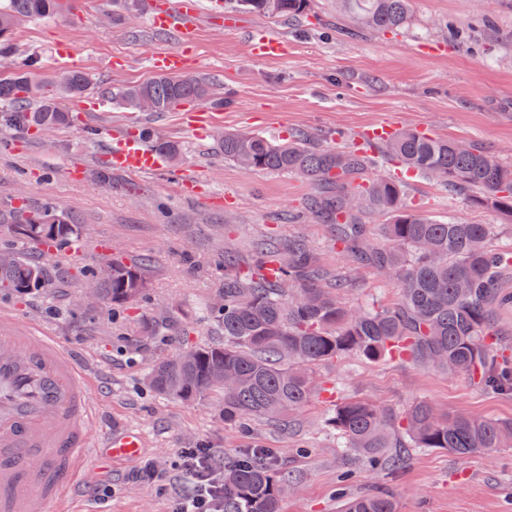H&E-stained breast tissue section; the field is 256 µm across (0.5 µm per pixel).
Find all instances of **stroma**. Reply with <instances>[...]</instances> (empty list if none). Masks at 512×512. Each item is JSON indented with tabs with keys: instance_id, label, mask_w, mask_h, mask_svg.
Listing matches in <instances>:
<instances>
[{
	"instance_id": "stroma-1",
	"label": "stroma",
	"mask_w": 512,
	"mask_h": 512,
	"mask_svg": "<svg viewBox=\"0 0 512 512\" xmlns=\"http://www.w3.org/2000/svg\"><path fill=\"white\" fill-rule=\"evenodd\" d=\"M411 6L413 23L405 30L345 36L336 29V0H314L311 14L294 20L250 13L233 0H200L190 74L213 81L224 107L199 131L190 126L189 113L130 112L101 92L105 83L120 87L151 78V53L178 48L180 30L156 31L144 14L138 28H130L123 0H76V22L37 20L15 30V51L0 57V74L29 57L40 59L45 73L59 74L53 53L66 41L72 68L87 73L92 84L81 98L59 99L73 122L57 136L32 127L0 130V209L48 200L87 232L79 248L51 259L45 288L22 298L0 292V310L90 357L97 438L130 430L143 440L137 454L112 458L75 482L57 512H168L171 499L191 487L176 465L182 449L211 448L227 458L249 447L272 449L296 482L282 512H341L345 496L374 489L392 493L399 512H512V448L466 458L419 451L397 472L375 474L347 461L325 431L331 409L325 397L300 410L291 430L266 420L238 428L225 424L220 395L183 402L145 383L162 356L223 343L208 303L224 285L225 253L243 263L264 240L284 245L301 239L324 271L351 280L347 306L386 307L398 297L393 279L336 248L332 225L296 220L312 193L308 184L224 159L213 148L216 131L285 139L303 130L328 146L349 148L367 127L409 126L482 145L512 162V0H412ZM221 12L235 16L242 30L220 25ZM443 22L463 28L466 40L449 38L439 28ZM246 28L282 38L285 55H253L242 34ZM116 58L124 62L117 70L111 66ZM131 124L180 142L181 158L152 174L116 172L110 184L99 183L95 174L113 133ZM75 164L86 171L77 183L68 175ZM188 175L232 195V202L215 206L184 195L181 180ZM405 186L410 203L434 219L491 224L497 242L512 241V216L449 199L444 185L422 176L407 177ZM103 242L110 254L149 258L150 290L131 308L118 311L101 302L86 314L74 303L88 289L84 271L107 260L98 250ZM144 315L167 316V332L141 339ZM316 376L338 386L341 400L395 410L426 400L451 412L512 418L511 393L398 359L348 356L319 366ZM147 462L155 476L143 472ZM345 471L350 479L342 487L338 479Z\"/></svg>"
}]
</instances>
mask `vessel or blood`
I'll return each mask as SVG.
<instances>
[{
  "label": "vessel or blood",
  "instance_id": "obj_1",
  "mask_svg": "<svg viewBox=\"0 0 512 512\" xmlns=\"http://www.w3.org/2000/svg\"><path fill=\"white\" fill-rule=\"evenodd\" d=\"M197 0H155L149 21L164 30L179 26L182 48L158 52L151 66L179 72L193 44ZM255 54L278 57L285 42L266 33L251 34ZM112 169L131 175L154 172L162 157L132 127L112 138L104 158ZM90 377L78 356L53 336L24 326L0 312V512H55L70 484L89 462V450L103 455L131 454L142 446L133 432L96 442L90 422Z\"/></svg>",
  "mask_w": 512,
  "mask_h": 512
}]
</instances>
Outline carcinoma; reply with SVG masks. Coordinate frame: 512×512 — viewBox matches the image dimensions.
<instances>
[{"label":"carcinoma","instance_id":"obj_1","mask_svg":"<svg viewBox=\"0 0 512 512\" xmlns=\"http://www.w3.org/2000/svg\"><path fill=\"white\" fill-rule=\"evenodd\" d=\"M411 0H336L342 26L387 32L412 22ZM239 8L274 17L300 16L311 0H237ZM74 8V0H7L0 5V55L12 35L30 19H51ZM37 59L0 78V129L29 125L52 135L70 125L59 97H78L88 76L70 70L44 90L33 83ZM112 103L138 112L149 100L154 112H171L190 102L224 108V98L204 79L153 76L136 85L112 89ZM158 152L174 159L182 145L141 130ZM217 152L255 171L294 176L315 194L307 211L316 221L335 225L343 252L395 277L399 298L391 307L349 308L343 302L349 283L320 270L302 241L280 254L257 249L246 271L224 278L222 303L211 315L224 343L195 347L159 359L147 384L163 396L194 401L213 391L223 396L224 423L246 425L255 418L291 425L293 415L324 388L314 367L356 355L370 362L388 357L465 376L478 384L512 391V367L499 362L500 330L493 305L500 281L512 275V245L493 242L491 224L442 223L416 212L404 185L375 176L353 150L323 146L298 132L286 142L256 134L223 132L213 136ZM380 152L405 168L448 187L488 210L512 215V164L486 148L457 146L448 139L401 129L379 141ZM384 212V242L368 239L366 215ZM0 223L20 228L19 246L1 248L0 291L17 297L43 287L47 268L41 258L81 237L80 225L56 205L0 212ZM149 260L113 258L86 272L112 307L140 299L148 290ZM338 447L373 470L404 466L411 448L446 450L460 457L512 447V420L437 411L427 401L394 410L358 399L334 405L325 421ZM294 488L288 472L266 459L241 453L224 463V512H280L285 493ZM342 512H398L387 492L344 500Z\"/></svg>","mask_w":512,"mask_h":512}]
</instances>
